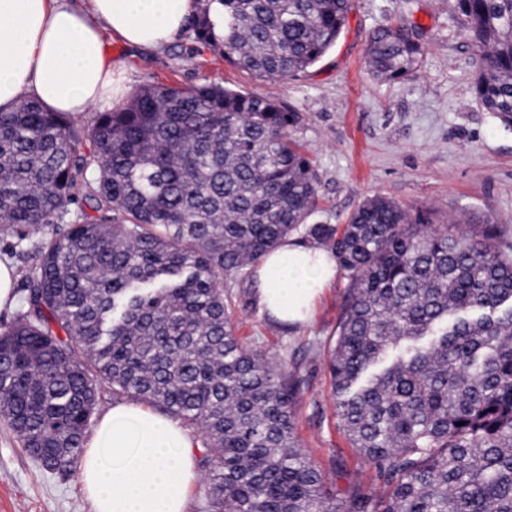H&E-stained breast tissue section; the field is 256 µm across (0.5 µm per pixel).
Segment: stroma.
<instances>
[{
    "mask_svg": "<svg viewBox=\"0 0 512 512\" xmlns=\"http://www.w3.org/2000/svg\"><path fill=\"white\" fill-rule=\"evenodd\" d=\"M414 29L425 47L418 70L402 81H377L365 65L372 31ZM130 89L166 82L171 49L149 54L106 41ZM476 57L456 0H348L346 27L315 65L288 82L261 81L223 58L214 72L226 87L283 102L301 116L295 139L318 177L312 224L343 225L367 198L383 195L404 208L430 210L434 223L454 216L490 217L512 242V130L477 103L470 90ZM348 280L337 273L309 324L288 327L262 313L253 295L236 305L246 346L273 363L301 369L297 434L308 458L337 495L370 483L373 471L332 416L321 354L335 334ZM0 512H92L77 470L46 472L0 422Z\"/></svg>",
    "mask_w": 512,
    "mask_h": 512,
    "instance_id": "obj_1",
    "label": "stroma"
}]
</instances>
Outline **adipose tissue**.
Wrapping results in <instances>:
<instances>
[{
  "mask_svg": "<svg viewBox=\"0 0 512 512\" xmlns=\"http://www.w3.org/2000/svg\"><path fill=\"white\" fill-rule=\"evenodd\" d=\"M196 0H0V109L25 98L53 112L109 107L129 87L103 50L104 35L163 50L185 30ZM336 276L321 248L288 238L261 259L255 297L267 316L307 323ZM201 439L177 420L129 401L100 416L80 462L93 512H187Z\"/></svg>",
  "mask_w": 512,
  "mask_h": 512,
  "instance_id": "1",
  "label": "adipose tissue"
}]
</instances>
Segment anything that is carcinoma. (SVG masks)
Wrapping results in <instances>:
<instances>
[{
  "label": "carcinoma",
  "mask_w": 512,
  "mask_h": 512,
  "mask_svg": "<svg viewBox=\"0 0 512 512\" xmlns=\"http://www.w3.org/2000/svg\"><path fill=\"white\" fill-rule=\"evenodd\" d=\"M472 94L512 128V0H457ZM348 0H199L175 59L210 55L286 81L336 45ZM423 46L381 26L366 64L410 76ZM300 115L207 80L137 88L110 112L0 111V235H39L24 310L0 332V417L70 470L98 390L198 433L200 512H512V244L498 225L434 224L392 199L343 227L308 224L318 179ZM83 201L92 213L71 218ZM51 224L63 233L45 234ZM291 234L329 251L348 288L324 357L334 417L375 469L344 499L296 434L297 369L236 335L238 294Z\"/></svg>",
  "instance_id": "cac0c4a2"
}]
</instances>
